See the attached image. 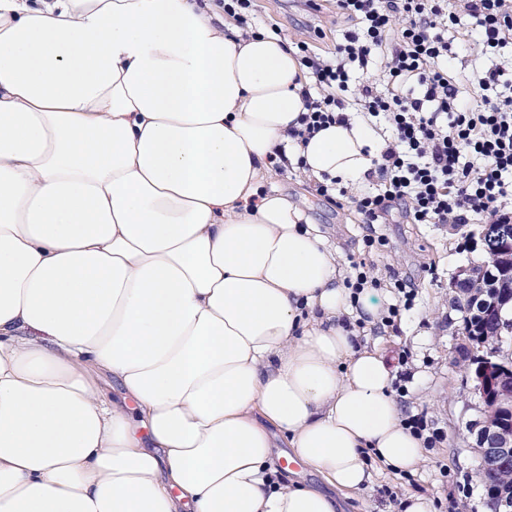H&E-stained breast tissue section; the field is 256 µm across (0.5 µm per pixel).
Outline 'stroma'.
Returning a JSON list of instances; mask_svg holds the SVG:
<instances>
[{"label":"stroma","mask_w":512,"mask_h":512,"mask_svg":"<svg viewBox=\"0 0 512 512\" xmlns=\"http://www.w3.org/2000/svg\"><path fill=\"white\" fill-rule=\"evenodd\" d=\"M247 25L266 34L278 29L286 45L304 41L324 56L349 28L337 21L332 0H255ZM262 189L288 193L336 243L343 265L365 259L382 307L397 305L396 284L413 295L410 307L397 305L390 326L377 318L357 322V343L383 356L400 388L396 399L404 418L423 421L426 453L416 473L386 471L341 497L343 512H400L401 500L414 495L430 499L435 512H485L477 455L466 431L479 415L471 383L476 350L451 286L457 270L484 257L475 244L480 225L409 224L397 212L390 223L369 226L291 167L277 170Z\"/></svg>","instance_id":"obj_1"}]
</instances>
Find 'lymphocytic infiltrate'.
I'll return each instance as SVG.
<instances>
[{
  "label": "lymphocytic infiltrate",
  "instance_id": "f902f5d3",
  "mask_svg": "<svg viewBox=\"0 0 512 512\" xmlns=\"http://www.w3.org/2000/svg\"><path fill=\"white\" fill-rule=\"evenodd\" d=\"M336 15L355 26L333 59L297 45L317 92L291 134L347 123L350 70L383 55V80L355 91L392 133L375 170L383 187L349 196L351 208L367 224L396 206L413 224L511 223L512 71L490 60L512 44V0H336ZM455 49L470 69L465 91L448 70Z\"/></svg>",
  "mask_w": 512,
  "mask_h": 512
}]
</instances>
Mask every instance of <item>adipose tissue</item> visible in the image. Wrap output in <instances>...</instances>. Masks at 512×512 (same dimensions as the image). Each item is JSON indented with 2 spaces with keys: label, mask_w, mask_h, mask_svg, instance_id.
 <instances>
[{
  "label": "adipose tissue",
  "mask_w": 512,
  "mask_h": 512,
  "mask_svg": "<svg viewBox=\"0 0 512 512\" xmlns=\"http://www.w3.org/2000/svg\"><path fill=\"white\" fill-rule=\"evenodd\" d=\"M308 86L197 0H0V512H338L369 460L420 463L353 343L377 295L259 192L277 152L376 168L363 120L290 136ZM276 435L318 484L281 478Z\"/></svg>",
  "instance_id": "adipose-tissue-1"
}]
</instances>
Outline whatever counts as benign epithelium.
<instances>
[{
    "mask_svg": "<svg viewBox=\"0 0 512 512\" xmlns=\"http://www.w3.org/2000/svg\"><path fill=\"white\" fill-rule=\"evenodd\" d=\"M487 250L495 260L503 261L494 287L498 295L493 306L496 312L512 307V224L486 225L482 233ZM477 276L476 268L459 270L454 278L460 298L459 307L472 311L473 294L464 284ZM473 392L481 405V418L468 424L467 432L473 438V447L479 456L478 474L485 482L505 465L512 463V360L495 351L483 359L472 379Z\"/></svg>",
    "mask_w": 512,
    "mask_h": 512,
    "instance_id": "7a95c632",
    "label": "benign epithelium"
}]
</instances>
